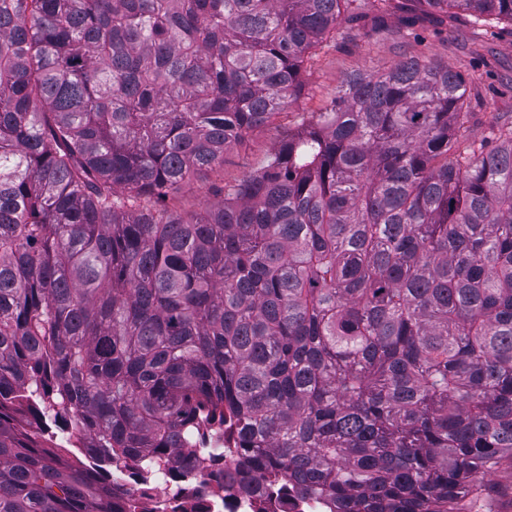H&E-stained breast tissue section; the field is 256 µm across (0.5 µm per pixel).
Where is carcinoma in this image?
Returning a JSON list of instances; mask_svg holds the SVG:
<instances>
[{"instance_id": "carcinoma-1", "label": "carcinoma", "mask_w": 512, "mask_h": 512, "mask_svg": "<svg viewBox=\"0 0 512 512\" xmlns=\"http://www.w3.org/2000/svg\"><path fill=\"white\" fill-rule=\"evenodd\" d=\"M512 0H0V512H136L212 471L254 512H494L512 462V128L353 73L199 216L342 22ZM231 466L224 469V457ZM490 494L496 512H512V468L504 465L492 477Z\"/></svg>"}]
</instances>
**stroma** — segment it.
Listing matches in <instances>:
<instances>
[{
  "mask_svg": "<svg viewBox=\"0 0 512 512\" xmlns=\"http://www.w3.org/2000/svg\"><path fill=\"white\" fill-rule=\"evenodd\" d=\"M441 61L461 74L469 118L457 135L458 146L489 137L491 127L512 126V25H472L468 17L452 14L447 30L424 23L411 29L368 36L346 23L336 28L329 46L318 50L305 75L303 93L286 115L250 132L244 145L225 152L215 170L192 173L169 193V204L185 216L217 204V188L263 167L286 137L289 128L311 113L324 111L346 75L380 73L408 58Z\"/></svg>",
  "mask_w": 512,
  "mask_h": 512,
  "instance_id": "obj_1",
  "label": "stroma"
}]
</instances>
